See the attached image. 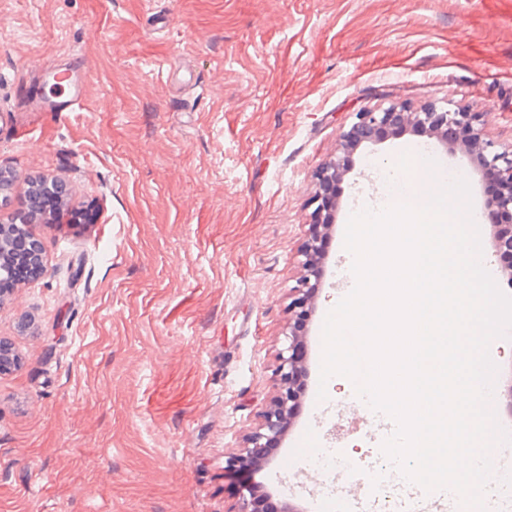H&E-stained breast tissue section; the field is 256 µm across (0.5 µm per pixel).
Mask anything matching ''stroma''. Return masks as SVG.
Here are the masks:
<instances>
[{
    "mask_svg": "<svg viewBox=\"0 0 512 512\" xmlns=\"http://www.w3.org/2000/svg\"><path fill=\"white\" fill-rule=\"evenodd\" d=\"M78 70L70 112L37 107L44 73ZM403 102L479 112L512 148V0H0V222L31 179L67 183L32 222L46 272L0 297V512H228L242 484L289 512L352 490L286 466L290 436L227 470L273 406L307 270L315 171L354 112ZM428 156L471 188L481 170L437 136L359 147L337 189L320 286L302 331L292 434L381 454L342 376L318 401L322 316L346 295L349 216L380 209L381 169Z\"/></svg>",
    "mask_w": 512,
    "mask_h": 512,
    "instance_id": "obj_1",
    "label": "stroma"
}]
</instances>
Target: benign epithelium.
Masks as SVG:
<instances>
[{
  "mask_svg": "<svg viewBox=\"0 0 512 512\" xmlns=\"http://www.w3.org/2000/svg\"><path fill=\"white\" fill-rule=\"evenodd\" d=\"M479 114L451 110L435 104L414 109L405 103L392 102L386 107H364L355 113V120L343 134L336 156L324 162L315 172L318 185V206L309 222V237L303 256L307 267L317 265L321 257L319 244L325 225L333 221L336 212V185L343 182L351 170V154L364 144L376 143L383 134H398L411 129L417 132H435L447 138L450 129H465L469 136L461 142L463 152L477 155L482 162L484 179L499 182L498 193L489 195L484 208L494 235L490 241L493 252L501 262V274L512 285V149L501 152L493 149L482 130L477 127ZM0 235L19 239L25 250L26 261L41 276L45 272L42 244L26 224H1ZM299 325H294L288 336V347L280 353L279 381L283 392L276 405L263 413L261 430L255 432L248 445L228 457L226 468L246 473L259 460V450L279 439L291 427V410L288 403L299 393L303 377V351ZM227 512H262L260 500L253 488L242 485L238 506Z\"/></svg>",
  "mask_w": 512,
  "mask_h": 512,
  "instance_id": "benign-epithelium-1",
  "label": "benign epithelium"
}]
</instances>
